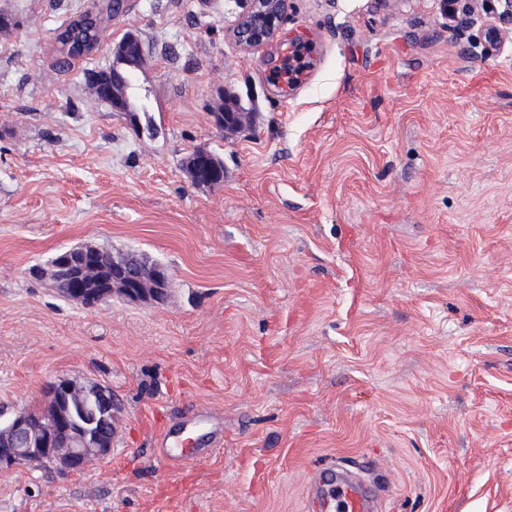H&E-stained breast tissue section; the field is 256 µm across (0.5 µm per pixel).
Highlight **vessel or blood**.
Wrapping results in <instances>:
<instances>
[{"label": "vessel or blood", "mask_w": 512, "mask_h": 512, "mask_svg": "<svg viewBox=\"0 0 512 512\" xmlns=\"http://www.w3.org/2000/svg\"><path fill=\"white\" fill-rule=\"evenodd\" d=\"M308 495L319 512H377L375 484L333 464L312 473Z\"/></svg>", "instance_id": "obj_1"}]
</instances>
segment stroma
<instances>
[{"label":"stroma","instance_id":"1","mask_svg":"<svg viewBox=\"0 0 512 512\" xmlns=\"http://www.w3.org/2000/svg\"><path fill=\"white\" fill-rule=\"evenodd\" d=\"M89 5L0 0V417L61 378L121 412L82 473L0 469V512H317L332 463L379 512H512V34L447 0H288L245 50L247 0H132L63 60ZM130 32L116 112L85 73ZM298 47L305 78L273 82ZM200 148L220 186L188 177ZM77 243L160 261L167 301L85 308L29 276ZM114 53L120 57L122 63L137 68L145 59V48L140 38L133 32L128 33L124 39L113 48ZM208 160H209L211 166L214 169L219 170V171L215 174V176L213 178H211L208 182H206V184H202V183H205V180L207 179V176H208V171H207L206 175L200 174L201 175L200 182H197L195 180V178L192 179V167L195 165V161H194V157L191 154L188 157H186V159L183 162V166H184V169L186 170L189 178L191 179V181L194 184L202 185V186H209L211 188V187L220 185L224 181V161L218 154H215L211 151H208Z\"/></svg>","mask_w":512,"mask_h":512}]
</instances>
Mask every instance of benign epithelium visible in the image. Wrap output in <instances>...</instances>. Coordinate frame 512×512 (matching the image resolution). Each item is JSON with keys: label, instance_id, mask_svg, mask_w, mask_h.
<instances>
[{"label": "benign epithelium", "instance_id": "obj_1", "mask_svg": "<svg viewBox=\"0 0 512 512\" xmlns=\"http://www.w3.org/2000/svg\"><path fill=\"white\" fill-rule=\"evenodd\" d=\"M251 8L240 21L236 38L248 48L273 40L279 30L287 0H250ZM455 13L461 14L460 26L470 27L471 15L482 0H454ZM493 14L498 24L496 34L512 33V0H495ZM122 63L137 67L145 59V48L133 32L113 48ZM98 86L112 98V109L128 112L127 97L108 85V76L98 77ZM79 249L72 247L60 255L57 265L33 273L53 282L66 275L72 279L90 278L94 268H83L78 261ZM170 275L163 265H146L139 274L130 271L126 260L112 261V278L107 287L99 289L102 296L119 298L132 304H161L169 292ZM97 405L93 414L81 409L87 396ZM118 407L112 391L100 384L80 385L69 379H59L44 392L43 405L37 410L23 409L7 422L0 423V467H22L49 463L63 474L81 471L107 459L112 453V422Z\"/></svg>", "mask_w": 512, "mask_h": 512}]
</instances>
